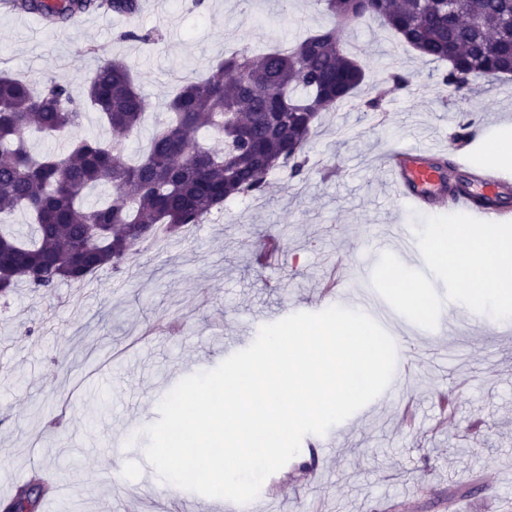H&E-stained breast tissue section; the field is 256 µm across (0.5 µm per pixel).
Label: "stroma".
I'll return each mask as SVG.
<instances>
[{
  "label": "stroma",
  "instance_id": "35a3bbf8",
  "mask_svg": "<svg viewBox=\"0 0 512 512\" xmlns=\"http://www.w3.org/2000/svg\"><path fill=\"white\" fill-rule=\"evenodd\" d=\"M134 16L93 11L53 29L0 4V72L81 95L96 60L130 67L153 111L180 77L215 67L243 47L269 50L330 26L321 0H140ZM151 35L144 46L126 32ZM369 82L392 70L414 90L390 92L366 111L365 90L320 116L303 180L269 176L265 192L227 200L192 238L140 250L121 270L53 292L0 296V490L10 464L30 479L55 474L64 494L45 512H167L172 486L145 456L142 430L185 377L224 359L228 339L255 340L259 313L318 312L323 272L340 268L349 289L370 278L398 225L422 227L430 209L404 206L385 184L388 153L421 143L456 158L460 124L475 137L469 159L494 163L512 150V80L479 79L469 95L441 82L448 65L420 57L377 22L342 28ZM281 241L279 268L256 262ZM410 368L396 386L332 426L336 444L304 438L270 477V512H512V324L458 311L448 331L403 316L387 327ZM457 418L439 428V396ZM414 404L416 423L399 415Z\"/></svg>",
  "mask_w": 512,
  "mask_h": 512
}]
</instances>
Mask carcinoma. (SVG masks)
I'll return each instance as SVG.
<instances>
[{"mask_svg": "<svg viewBox=\"0 0 512 512\" xmlns=\"http://www.w3.org/2000/svg\"><path fill=\"white\" fill-rule=\"evenodd\" d=\"M322 2L333 26L287 50H243L206 77L183 78L136 162L127 160L125 140L141 128L150 101L123 61L97 63L81 102L52 77L38 88L1 74L0 216L27 213L34 237L23 241L0 229V294L20 287L49 293L105 267L118 270L143 241L161 233L165 242L182 239L185 227L203 223L224 201L263 193L272 170L303 175L318 114L366 83L365 68L338 39L339 27L378 22L421 57L447 62L443 83L458 94L482 73L512 75V31L499 28L512 0ZM10 7L64 25L91 9L132 15L139 0H10ZM84 102L112 140L75 139L61 158L31 152L28 132L57 137L80 127ZM97 186L117 196L83 204ZM50 491L42 481L19 487L9 512H40Z\"/></svg>", "mask_w": 512, "mask_h": 512, "instance_id": "cac0c4a2", "label": "carcinoma"}]
</instances>
